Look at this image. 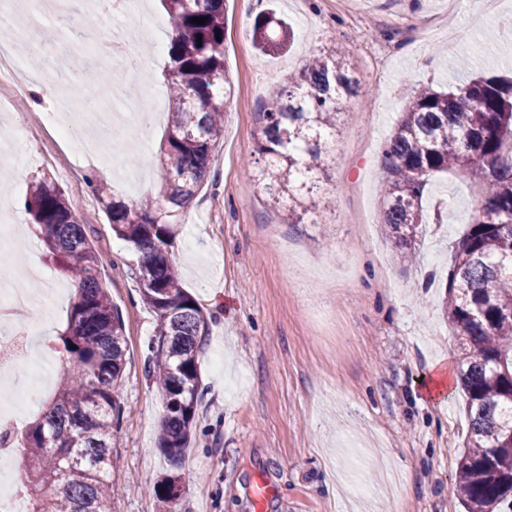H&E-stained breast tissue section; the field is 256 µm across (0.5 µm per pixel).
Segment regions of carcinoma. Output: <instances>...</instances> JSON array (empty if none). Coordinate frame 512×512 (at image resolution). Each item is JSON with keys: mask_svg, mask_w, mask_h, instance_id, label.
I'll list each match as a JSON object with an SVG mask.
<instances>
[{"mask_svg": "<svg viewBox=\"0 0 512 512\" xmlns=\"http://www.w3.org/2000/svg\"><path fill=\"white\" fill-rule=\"evenodd\" d=\"M173 35L166 75L171 126L159 148L163 200L130 204L110 188L88 184L113 234L138 254L139 296L156 316L148 374L165 397L158 448L178 466L192 435L199 402L203 337L208 321L182 288L169 247L179 210L210 176L223 140L232 95L224 63V0H161ZM194 17L206 21L197 25ZM263 53L286 48V23L265 14L251 24ZM359 80L345 55L310 58L260 113L258 154L250 172L274 207L288 204V223L311 211L305 204L329 160L327 135ZM380 183L383 224L403 260L415 257L423 198L432 180L462 172L483 180L482 196L465 232L451 246L445 314L458 345L466 395V449L458 460L456 492L464 512H512V79L466 80L451 92L417 84L384 149ZM24 210L46 258L73 277L80 291L57 346L66 353L55 393L38 418L1 435L21 449L27 512H112V431L124 417L118 388L126 364L124 324L100 277V258L87 239L77 206L48 175L31 179ZM169 476L154 495L179 512Z\"/></svg>", "mask_w": 512, "mask_h": 512, "instance_id": "carcinoma-1", "label": "carcinoma"}]
</instances>
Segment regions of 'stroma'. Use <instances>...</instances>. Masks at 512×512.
Instances as JSON below:
<instances>
[{
    "instance_id": "stroma-1",
    "label": "stroma",
    "mask_w": 512,
    "mask_h": 512,
    "mask_svg": "<svg viewBox=\"0 0 512 512\" xmlns=\"http://www.w3.org/2000/svg\"><path fill=\"white\" fill-rule=\"evenodd\" d=\"M69 8L66 16L49 14L44 54L26 61L30 94L0 87V142L11 153L0 164L10 198L0 225L24 229L11 263L0 266V290L36 307L30 350L55 385L53 346L74 295L23 209L30 176L49 171L87 225L124 323L119 395L127 412L112 438L119 486L112 512H165L152 488L168 476L179 479L182 512H254L259 478L273 488L263 512H464L455 472L468 419L443 302L450 246L482 186L463 174L433 180L426 204L440 211L422 227L418 261L407 265L381 222L379 182L385 143L416 83L445 91L463 74L512 75V40L491 36L512 20V0H485L479 17L467 0H228L224 59L233 96L224 140L171 248L183 287L209 317L195 429L177 467L158 448L164 400L145 372L156 318L139 298L134 252L113 234L87 184L91 176L107 182L127 203L159 196L158 145L170 114L143 131L132 106L140 95L164 94L171 31L145 34L147 17L164 10L159 0H130L113 16L112 33L139 38L140 59L92 56L115 75L99 91L100 107L114 109L125 133L102 165L85 157L87 142L102 139L98 129L77 126L63 143L51 131L18 135L45 107L71 113L92 79L66 62L78 35L70 20L88 14L86 0H70ZM261 12L291 25L289 52L254 49L250 26ZM338 46L360 89L337 118L327 175L315 191L328 206L292 224L245 172L259 158L258 114L289 74ZM28 262L42 278H16L15 266ZM440 371L444 393L433 397L424 384Z\"/></svg>"
}]
</instances>
